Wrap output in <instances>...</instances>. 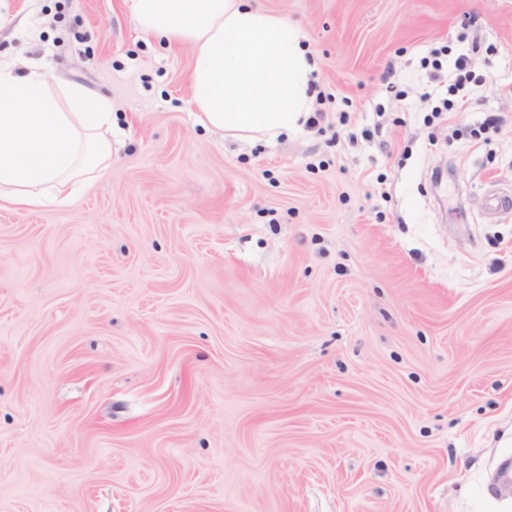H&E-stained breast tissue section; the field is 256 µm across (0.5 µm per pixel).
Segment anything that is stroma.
Here are the masks:
<instances>
[{
  "label": "stroma",
  "instance_id": "35a3bbf8",
  "mask_svg": "<svg viewBox=\"0 0 512 512\" xmlns=\"http://www.w3.org/2000/svg\"><path fill=\"white\" fill-rule=\"evenodd\" d=\"M261 2L323 115L273 142L205 128L123 0H0V63L109 97L113 145L0 202V512H512V0Z\"/></svg>",
  "mask_w": 512,
  "mask_h": 512
}]
</instances>
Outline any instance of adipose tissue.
Here are the masks:
<instances>
[{
	"mask_svg": "<svg viewBox=\"0 0 512 512\" xmlns=\"http://www.w3.org/2000/svg\"><path fill=\"white\" fill-rule=\"evenodd\" d=\"M125 2L142 35L190 48L192 101L205 127L273 141L306 123L314 65L296 22L261 0ZM111 165L106 97L0 65V200L62 205Z\"/></svg>",
	"mask_w": 512,
	"mask_h": 512,
	"instance_id": "1",
	"label": "adipose tissue"
}]
</instances>
